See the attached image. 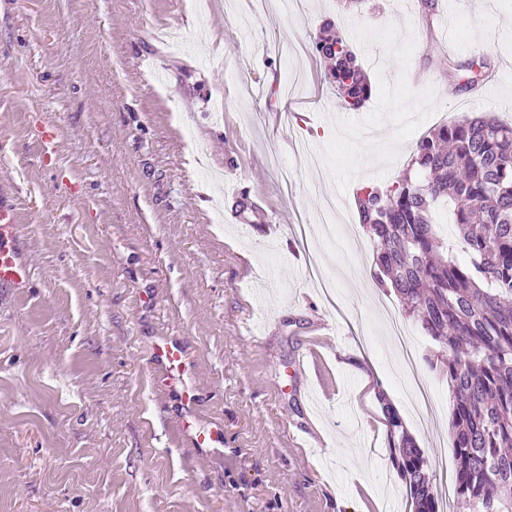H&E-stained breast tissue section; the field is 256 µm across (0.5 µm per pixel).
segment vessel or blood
<instances>
[{
	"label": "vessel or blood",
	"instance_id": "b4317fda",
	"mask_svg": "<svg viewBox=\"0 0 512 512\" xmlns=\"http://www.w3.org/2000/svg\"><path fill=\"white\" fill-rule=\"evenodd\" d=\"M19 237L16 207L12 202L0 199V286L23 288L32 276L27 256L19 245ZM150 360L164 378L176 377L181 382L180 399L185 413L182 433L186 440L197 448H208L222 442L224 431L221 426L206 428L197 424V392L188 380L191 366L183 344L169 337L158 338L150 346Z\"/></svg>",
	"mask_w": 512,
	"mask_h": 512
}]
</instances>
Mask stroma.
<instances>
[{"mask_svg": "<svg viewBox=\"0 0 512 512\" xmlns=\"http://www.w3.org/2000/svg\"><path fill=\"white\" fill-rule=\"evenodd\" d=\"M267 3L0 0V196L33 270L26 293L0 288V512H412L387 401L431 479L442 459L456 471L438 345L406 320L432 430L401 387L378 311L399 300L352 192L397 179L439 116L512 121V0ZM327 19L369 72L360 111L315 50ZM485 59L491 80L465 91ZM159 336L183 341L223 446L180 442Z\"/></svg>", "mask_w": 512, "mask_h": 512, "instance_id": "stroma-1", "label": "stroma"}]
</instances>
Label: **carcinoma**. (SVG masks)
<instances>
[{"mask_svg":"<svg viewBox=\"0 0 512 512\" xmlns=\"http://www.w3.org/2000/svg\"><path fill=\"white\" fill-rule=\"evenodd\" d=\"M330 26L315 49L336 97L358 111L372 85ZM353 201L374 246V278L438 342L426 362L448 376L457 498L468 512H512V124L484 116L437 124L396 181L363 183ZM441 206L451 235L437 222ZM384 408L389 457L413 480L414 512H439L427 459L397 410Z\"/></svg>","mask_w":512,"mask_h":512,"instance_id":"obj_1","label":"carcinoma"}]
</instances>
